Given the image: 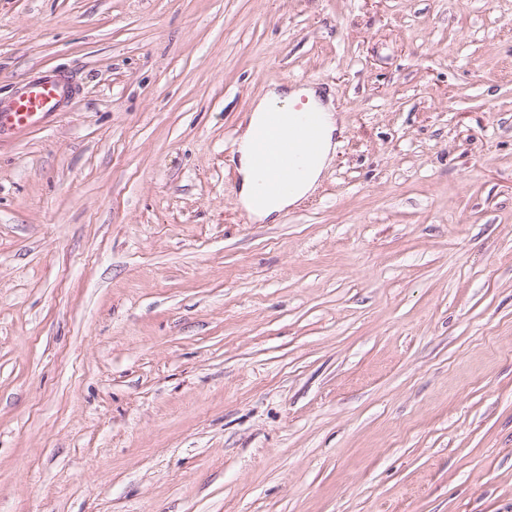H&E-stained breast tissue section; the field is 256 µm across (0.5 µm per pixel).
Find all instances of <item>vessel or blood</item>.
<instances>
[{"mask_svg":"<svg viewBox=\"0 0 512 512\" xmlns=\"http://www.w3.org/2000/svg\"><path fill=\"white\" fill-rule=\"evenodd\" d=\"M68 85L60 76L45 74L24 84L12 97L0 99V135L46 126L61 111ZM322 141L318 111L267 112L254 133L252 163L261 177L260 192H291L306 159L315 155Z\"/></svg>","mask_w":512,"mask_h":512,"instance_id":"obj_1","label":"vessel or blood"}]
</instances>
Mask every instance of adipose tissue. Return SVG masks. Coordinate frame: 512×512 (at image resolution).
I'll use <instances>...</instances> for the list:
<instances>
[{
    "instance_id": "1",
    "label": "adipose tissue",
    "mask_w": 512,
    "mask_h": 512,
    "mask_svg": "<svg viewBox=\"0 0 512 512\" xmlns=\"http://www.w3.org/2000/svg\"><path fill=\"white\" fill-rule=\"evenodd\" d=\"M301 103L309 107L320 108L322 111L323 135L321 149L310 160L303 177L292 192L271 197L257 196L255 193L256 174L252 165L254 129L263 122L266 113L272 108L279 107L288 110ZM336 129V121L332 112L323 108L322 102L314 90L299 91L286 89L280 92L274 90L268 92L253 106L249 127L238 142V171L242 176L241 195L239 198L241 205L256 220L263 221L301 202L314 189L330 160Z\"/></svg>"
}]
</instances>
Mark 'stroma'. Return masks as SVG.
I'll return each instance as SVG.
<instances>
[{
  "mask_svg": "<svg viewBox=\"0 0 512 512\" xmlns=\"http://www.w3.org/2000/svg\"><path fill=\"white\" fill-rule=\"evenodd\" d=\"M0 512H512V0H0ZM343 131L273 221L254 99ZM45 75L24 84L12 97L0 99V137L46 126L61 111L68 85L60 76Z\"/></svg>",
  "mask_w": 512,
  "mask_h": 512,
  "instance_id": "obj_1",
  "label": "stroma"
}]
</instances>
